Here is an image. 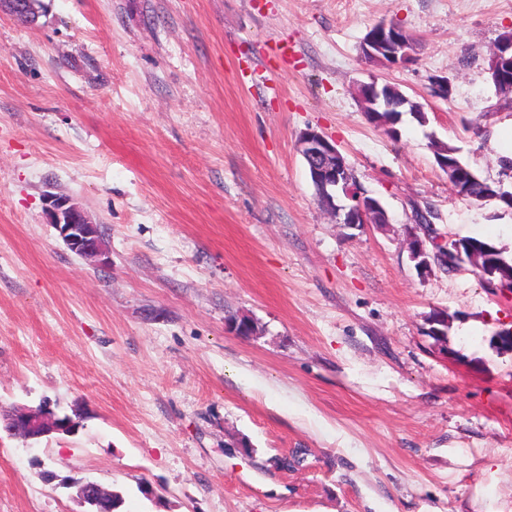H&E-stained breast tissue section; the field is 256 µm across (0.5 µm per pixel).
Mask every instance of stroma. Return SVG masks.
Segmentation results:
<instances>
[{
    "mask_svg": "<svg viewBox=\"0 0 512 512\" xmlns=\"http://www.w3.org/2000/svg\"><path fill=\"white\" fill-rule=\"evenodd\" d=\"M416 40L370 66L367 30ZM512 0H43L0 13V407L84 409L73 435L0 433V512H512V297L418 274L414 209L512 252V210L457 196L433 140L501 181L512 108L487 73ZM448 77L450 99L430 95ZM423 105L398 138L357 95ZM335 141L389 223L314 199L298 135ZM74 199L110 263L45 212ZM453 320L428 336L436 310ZM248 317L242 337L231 319ZM378 23L369 28L361 43V54L365 62L369 64L388 63L395 65H407L414 61L412 45L406 41H413V37L398 23ZM390 26L400 29L389 30ZM385 54L386 57L382 56ZM384 88V101L383 111L378 112L374 107L377 102V97L381 95L382 86L373 80L370 83H363L359 86V97L362 103L363 112H375L373 115L367 116L368 120L375 125V127H383L385 132L395 137L397 135L395 124L399 120L402 112H405L408 105L401 94H399L394 86L385 84ZM45 211L49 224L72 253L95 266L108 263L102 225L94 222L72 198L48 195ZM112 494L116 493L92 481L83 482L78 486V496L82 504L88 508L85 512H100L99 508L103 503H112L114 508L119 497L115 496L112 500Z\"/></svg>",
    "mask_w": 512,
    "mask_h": 512,
    "instance_id": "stroma-1",
    "label": "stroma"
}]
</instances>
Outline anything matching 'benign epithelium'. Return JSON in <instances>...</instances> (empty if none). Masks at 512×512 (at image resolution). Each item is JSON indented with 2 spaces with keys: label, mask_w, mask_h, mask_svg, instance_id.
<instances>
[{
  "label": "benign epithelium",
  "mask_w": 512,
  "mask_h": 512,
  "mask_svg": "<svg viewBox=\"0 0 512 512\" xmlns=\"http://www.w3.org/2000/svg\"><path fill=\"white\" fill-rule=\"evenodd\" d=\"M0 11L9 12L25 25H34L22 0H5V4H0ZM361 54L369 64L383 62L395 66L414 61L412 45L398 31L389 29L386 23H378L369 28L361 43ZM487 72L495 86H512V56H507L502 46L497 45L493 49L488 59ZM381 91L382 87L375 81L360 85L359 97L363 111H375L374 103ZM297 148L306 163L310 180L318 189L317 203L338 219L339 223L378 226L386 221L387 211L381 203L368 196L360 185L352 184V173L335 142L318 130L307 128L300 132ZM45 211L49 223L72 253L95 266L108 263L102 225L94 222L72 198L51 194L46 198ZM416 228L423 235L412 234L408 250L419 274L426 276L433 271L431 252L445 245V239L441 236L432 237L425 224H418ZM429 244L432 245L430 249L427 248ZM445 261L450 272L477 270L493 289L512 294V272L502 270L491 261V256L479 249H469L465 260L461 252H450L445 255ZM0 415L4 417L6 432L10 436L29 441L52 434L75 433L81 427L79 416L82 411L75 409L73 414L60 417L44 402L35 408L3 410ZM112 494L113 491L92 481L78 486V496L82 504L87 506L86 512H100L102 504L112 502Z\"/></svg>",
  "instance_id": "1"
}]
</instances>
